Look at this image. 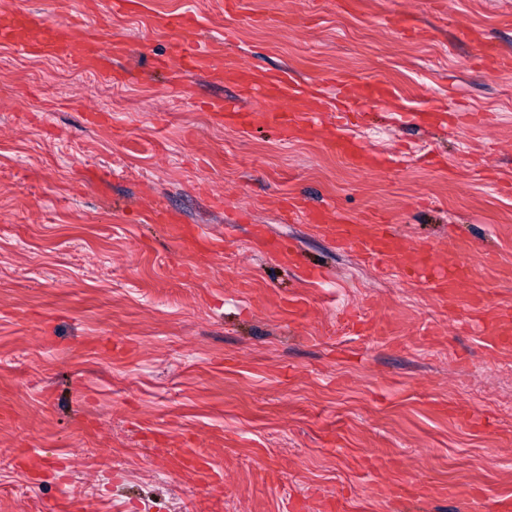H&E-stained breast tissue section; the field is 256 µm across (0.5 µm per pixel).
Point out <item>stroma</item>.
<instances>
[{"instance_id":"1","label":"stroma","mask_w":512,"mask_h":512,"mask_svg":"<svg viewBox=\"0 0 512 512\" xmlns=\"http://www.w3.org/2000/svg\"><path fill=\"white\" fill-rule=\"evenodd\" d=\"M82 15L124 81L0 44V512H469L512 497V349L482 336L512 308V0H7ZM288 7L296 20L280 27ZM164 11L188 41L232 33L256 76L288 73L320 114L336 73L392 82L348 102V133L396 166L360 171L305 133L230 128L205 103L233 79L162 69ZM412 16L404 37L381 16ZM92 106L108 118L90 125ZM463 114L401 124L397 109ZM203 238L180 242L155 201ZM389 219L390 268L365 264L307 212ZM483 244L455 306L408 271ZM202 448L223 474L184 467Z\"/></svg>"}]
</instances>
